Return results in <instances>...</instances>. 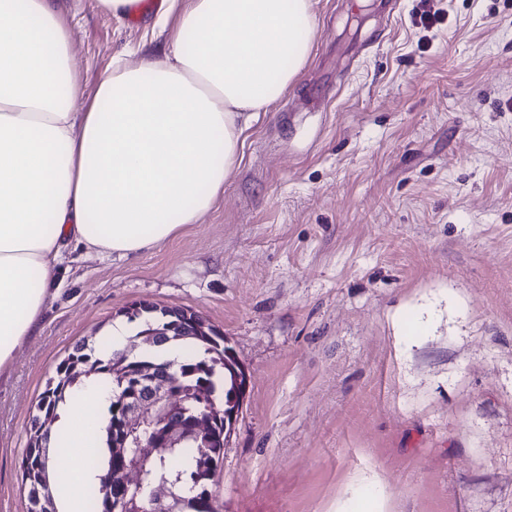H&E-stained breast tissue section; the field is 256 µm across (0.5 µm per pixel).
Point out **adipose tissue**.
Segmentation results:
<instances>
[{
	"instance_id": "ef3b65f1",
	"label": "adipose tissue",
	"mask_w": 512,
	"mask_h": 512,
	"mask_svg": "<svg viewBox=\"0 0 512 512\" xmlns=\"http://www.w3.org/2000/svg\"><path fill=\"white\" fill-rule=\"evenodd\" d=\"M314 32L312 0H189L164 59L113 64L86 99L56 0H0V372L34 335L68 247L137 255L210 211ZM108 403L88 386L58 423L62 512H83Z\"/></svg>"
}]
</instances>
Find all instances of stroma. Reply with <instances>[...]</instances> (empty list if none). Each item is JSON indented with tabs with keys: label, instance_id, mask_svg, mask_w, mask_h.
Instances as JSON below:
<instances>
[{
	"label": "stroma",
	"instance_id": "35a3bbf8",
	"mask_svg": "<svg viewBox=\"0 0 512 512\" xmlns=\"http://www.w3.org/2000/svg\"><path fill=\"white\" fill-rule=\"evenodd\" d=\"M92 93L163 57L59 0ZM310 57L199 223L140 255L66 250L0 378V512L57 364L147 300L223 334L248 387L218 512H512V0H313Z\"/></svg>",
	"mask_w": 512,
	"mask_h": 512
}]
</instances>
